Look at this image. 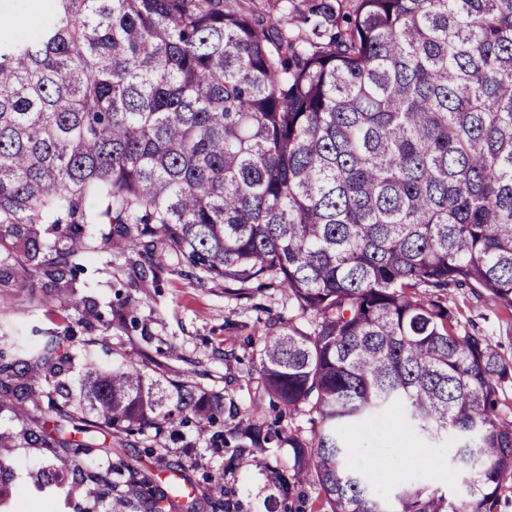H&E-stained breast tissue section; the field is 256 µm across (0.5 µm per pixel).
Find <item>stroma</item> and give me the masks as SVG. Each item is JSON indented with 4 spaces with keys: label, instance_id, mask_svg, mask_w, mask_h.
Instances as JSON below:
<instances>
[{
    "label": "stroma",
    "instance_id": "1",
    "mask_svg": "<svg viewBox=\"0 0 512 512\" xmlns=\"http://www.w3.org/2000/svg\"><path fill=\"white\" fill-rule=\"evenodd\" d=\"M107 233V225L92 224L82 240L85 270L79 278L80 293L106 315L124 298L133 299L138 329L106 328L97 322L84 326L83 308L60 306L44 288L30 290L21 281L18 265L5 260L0 262V299L7 300L8 307L0 309V336H27L35 329L74 336V361L67 377L75 386L85 364L105 372L131 363L154 377L179 376L203 391L223 392L243 408L259 402L262 381L255 367L256 352L268 320L292 314L283 292L266 288L252 298L237 299L225 294L223 283L201 281L197 271L168 249L154 267L156 283L136 287L133 253L109 240ZM33 292L38 295L34 301L29 298ZM449 303L462 324L482 330L512 360V313L496 310L467 289L455 293ZM89 337L94 345L83 346ZM359 434L374 457L387 462L383 471L371 474L374 486L389 489L429 475L434 486L459 488L458 469L449 464L444 450L426 448L394 413L364 422ZM140 442L154 444L164 463L178 467L186 483L198 484L207 476L219 481L231 512H264L274 493L268 470L286 464L289 457L288 449L275 447L257 457L236 456L231 449L212 447L195 429L183 427L157 439L142 436ZM427 456L440 462L437 473L424 464ZM47 463L44 449L18 441L10 469L0 479L7 488L0 496V512H83L82 501L70 494L68 485L41 477Z\"/></svg>",
    "mask_w": 512,
    "mask_h": 512
}]
</instances>
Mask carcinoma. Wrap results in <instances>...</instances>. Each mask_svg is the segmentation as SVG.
<instances>
[{
    "label": "carcinoma",
    "mask_w": 512,
    "mask_h": 512,
    "mask_svg": "<svg viewBox=\"0 0 512 512\" xmlns=\"http://www.w3.org/2000/svg\"><path fill=\"white\" fill-rule=\"evenodd\" d=\"M306 0L262 20L224 0H51L27 35L0 17V251L79 296L87 224L138 256L163 243L200 279L295 315L268 324L264 395L311 437L188 378L134 367L66 381L73 337L0 336V407L23 438L72 453L95 512L225 509L224 488L167 489L146 448L112 462V433L160 437L195 419L239 455L290 450L282 500L314 483L324 512H496L512 479V361L448 305L468 289L512 309V0ZM96 201L97 206L89 205ZM64 225L45 253L41 226ZM395 409L452 444L461 496L426 479L372 491L354 431Z\"/></svg>",
    "instance_id": "cac0c4a2"
}]
</instances>
